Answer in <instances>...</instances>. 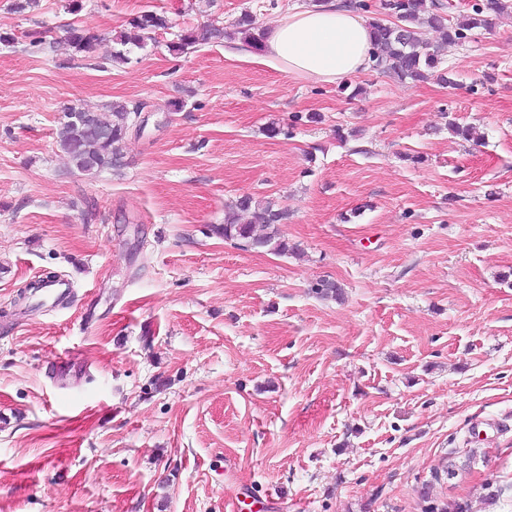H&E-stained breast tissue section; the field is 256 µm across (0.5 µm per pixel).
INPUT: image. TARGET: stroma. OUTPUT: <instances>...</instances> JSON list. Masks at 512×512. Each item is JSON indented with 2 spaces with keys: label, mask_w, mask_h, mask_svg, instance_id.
Listing matches in <instances>:
<instances>
[{
  "label": "stroma",
  "mask_w": 512,
  "mask_h": 512,
  "mask_svg": "<svg viewBox=\"0 0 512 512\" xmlns=\"http://www.w3.org/2000/svg\"><path fill=\"white\" fill-rule=\"evenodd\" d=\"M67 4L0 0V512H512V14L446 47L455 86L350 99L238 38L170 48L312 0ZM143 10L170 28L111 62ZM114 101L143 106L121 167L73 169L64 109ZM243 195L291 253L215 234ZM52 276L63 304L18 302ZM234 31H224V28L214 25H201L195 28L187 29L179 35L178 42L171 47L172 51H181L196 45H203L211 42H221L224 38L232 40L236 33H244V41L254 46H258L263 38L262 30L255 26V20L252 15L244 13L234 25ZM66 27V45L69 50L75 54H84L83 57L90 56L95 52L96 46L100 41V36L94 32L69 23Z\"/></svg>",
  "instance_id": "1"
}]
</instances>
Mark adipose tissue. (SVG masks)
<instances>
[{
    "label": "adipose tissue",
    "instance_id": "ef3b65f1",
    "mask_svg": "<svg viewBox=\"0 0 512 512\" xmlns=\"http://www.w3.org/2000/svg\"><path fill=\"white\" fill-rule=\"evenodd\" d=\"M369 29L355 11L334 0L296 13L272 27L262 56L280 62L290 75L333 84L371 66Z\"/></svg>",
    "mask_w": 512,
    "mask_h": 512
}]
</instances>
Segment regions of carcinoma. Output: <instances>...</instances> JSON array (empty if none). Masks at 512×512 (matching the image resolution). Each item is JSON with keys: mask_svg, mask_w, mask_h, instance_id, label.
<instances>
[{"mask_svg": "<svg viewBox=\"0 0 512 512\" xmlns=\"http://www.w3.org/2000/svg\"><path fill=\"white\" fill-rule=\"evenodd\" d=\"M512 12V0H480L471 5V13L456 23H450L446 5L440 0H381L380 11L367 21L372 46L371 69L391 73L399 80L435 79L442 85L454 81L441 68L439 50L426 38L430 31L442 34L449 44H462L476 29H488L493 17ZM129 28L119 32L112 51V60H127L128 46L141 47L151 35L169 26L167 18L153 11H144L131 18ZM235 30L226 31L214 25H201L187 29L171 46L174 51L211 42L233 39L244 34V41L260 44L263 33L255 26L252 15L243 14L234 24ZM100 36L73 23L66 25V45L75 54L89 56L95 52ZM137 106L113 102L100 111L76 106L64 109L66 120L57 130V143L79 172L97 174L121 166L122 143L134 128ZM288 213L271 201L252 196L240 197L224 210V223L215 226L217 234L234 241L243 250L266 248L274 253L289 251L288 242L281 239L278 225ZM323 298L339 299L342 288L330 280H322L315 287Z\"/></svg>", "mask_w": 512, "mask_h": 512, "instance_id": "obj_1", "label": "carcinoma"}]
</instances>
